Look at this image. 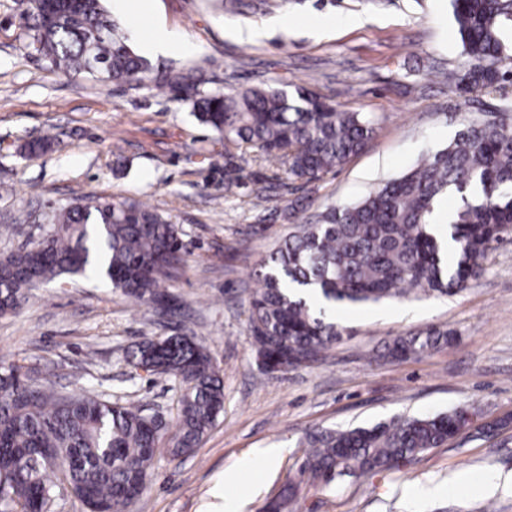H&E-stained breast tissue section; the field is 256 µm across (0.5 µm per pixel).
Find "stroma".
<instances>
[{
    "label": "stroma",
    "instance_id": "35a3bbf8",
    "mask_svg": "<svg viewBox=\"0 0 512 512\" xmlns=\"http://www.w3.org/2000/svg\"><path fill=\"white\" fill-rule=\"evenodd\" d=\"M240 13L212 0H150L125 9L105 0L133 49L162 30L192 47L153 57L157 73L204 78L208 90L237 92L297 84L376 120L366 147L314 182L290 178L260 152L238 169L239 149L192 113L171 89L148 90L66 73L29 45L26 0H0V253L45 235L42 217L73 197L137 201L181 230L185 265L164 287L163 315L94 279H60L33 289L0 316V361L24 365L37 383L90 392L174 424L178 385L135 369L127 354L145 338L187 335L205 345L224 379V411L190 456L158 454L129 512H215L224 472L259 448L277 449L228 485L239 512H264L298 476L306 435L368 427L399 415L467 410L472 423L447 444L398 468L329 485L301 484L288 512H512V490L479 486L486 472L512 473V230L487 251L481 276L452 296L419 293L337 314L341 339L322 363L269 374L247 327L261 264L294 226L363 199L465 125L498 119L512 82L465 96L441 72L464 61L448 0H242ZM272 23L245 42L236 26ZM49 139L36 155L23 146ZM238 169L234 193L225 174ZM430 328L453 341L432 353L386 362L372 355L392 338Z\"/></svg>",
    "mask_w": 512,
    "mask_h": 512
}]
</instances>
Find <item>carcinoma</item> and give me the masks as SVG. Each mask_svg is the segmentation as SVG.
I'll return each instance as SVG.
<instances>
[{"mask_svg":"<svg viewBox=\"0 0 512 512\" xmlns=\"http://www.w3.org/2000/svg\"><path fill=\"white\" fill-rule=\"evenodd\" d=\"M468 58L448 72V85L469 94L493 91L512 74V0H450ZM30 45L51 66L85 74L91 61L120 84L137 80L155 89L171 85L192 105L200 122L224 142L247 144L288 175L314 181L361 152L375 120L348 112L303 87L275 86L236 93L207 91L193 73L154 75L120 26L107 18L102 0H29ZM494 123L471 124L444 148L389 180L364 199L331 206L316 222L302 221L257 273L248 330L256 356L285 370L319 363L341 338L331 308H355L412 293H455L478 277L491 243L512 227V104ZM460 196L448 215L451 254L431 233L438 199ZM31 253L0 256V315L20 308L37 277L91 273L124 295L153 302L166 296L164 282L183 262L180 229L136 202L90 200L60 208ZM450 341L429 329L398 336L377 354L402 360L428 354ZM151 375L181 382L174 425H151L134 406L94 395H62L24 380L19 368L0 371V499L20 512H47L54 491L47 461L67 459L63 470L73 495L88 512H113L146 490L159 449L173 459L194 453L224 411V384L209 352L187 336L141 341L130 353ZM459 412L395 417L371 427L329 429L307 438L301 480L325 485L347 468L362 477L398 468L448 441ZM299 486L288 485L269 506L283 512Z\"/></svg>","mask_w":512,"mask_h":512,"instance_id":"obj_1","label":"carcinoma"}]
</instances>
